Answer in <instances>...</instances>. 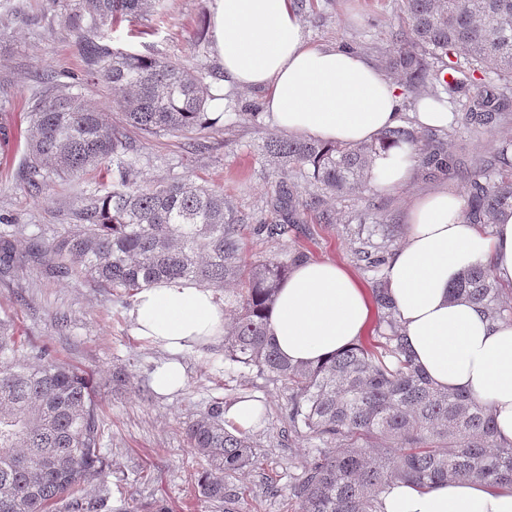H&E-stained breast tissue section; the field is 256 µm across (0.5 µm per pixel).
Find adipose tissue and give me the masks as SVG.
<instances>
[{"label": "adipose tissue", "mask_w": 512, "mask_h": 512, "mask_svg": "<svg viewBox=\"0 0 512 512\" xmlns=\"http://www.w3.org/2000/svg\"><path fill=\"white\" fill-rule=\"evenodd\" d=\"M212 37L224 82L263 93L278 130L327 143L360 144L401 126L394 82L349 49L312 46L294 0H214ZM410 151L391 147L374 173L381 187L401 186ZM408 231L387 266L389 294L416 361L438 386L471 394L493 410L498 442L512 444V321L491 319L469 300L450 297L451 283L469 266L489 264L512 286V212L483 232L461 217L447 190L418 200ZM370 315L358 281L331 260L297 265L281 283L267 314L280 354L317 364L359 340ZM135 336L170 358L151 374L154 392L181 389L180 356L224 335V306L212 290L186 281H158L133 298ZM381 512H512V486L460 479L421 490L395 484Z\"/></svg>", "instance_id": "1"}]
</instances>
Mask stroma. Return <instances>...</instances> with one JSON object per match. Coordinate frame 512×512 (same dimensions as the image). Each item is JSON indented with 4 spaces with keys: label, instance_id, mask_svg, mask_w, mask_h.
Masks as SVG:
<instances>
[{
    "label": "stroma",
    "instance_id": "35a3bbf8",
    "mask_svg": "<svg viewBox=\"0 0 512 512\" xmlns=\"http://www.w3.org/2000/svg\"><path fill=\"white\" fill-rule=\"evenodd\" d=\"M400 5L401 0H310L299 17L311 44L342 46L376 64L395 40ZM212 8L213 0H163L162 9L147 19L117 27L112 43L169 58L195 74L220 69ZM44 72L83 75L75 34L16 22L0 46V232L9 234L24 256L33 239L52 238L75 223L82 194L109 186L96 171L55 182L37 195L23 186L24 145L18 132L25 124L24 101ZM215 86L224 95V125L210 131L209 150L192 151L176 136L139 140L142 177L151 183L183 177L223 187L247 223L273 222L277 215L270 200L280 173L260 147L280 132L260 92L228 88L220 80ZM453 137L464 144L473 168L500 140L512 137V119L489 126L461 124ZM442 188L467 195L459 177L430 176L413 165L401 187L375 185L361 195L325 198L319 210L305 211L287 240L248 236V256L256 260L300 251L311 260L343 265L364 291H372L370 273L355 258L361 239L396 250L406 237L414 201ZM368 208L374 216L366 220L362 214ZM323 210L333 214V223L320 221ZM132 302L124 290L94 287L75 270L53 275L29 259L0 279V318L11 320L27 345L51 346L61 361L88 371L98 385L110 512H155L160 505L167 512H298L291 487L302 474L311 444L304 437L288 438L286 396L280 386L231 362L217 342L182 354L187 372L182 390L155 394L150 376L168 353L134 335ZM118 372L130 375V385H113ZM240 397L257 400L263 412L249 431L261 446L260 455L250 472L227 477L229 504L209 502L197 488L207 464L191 448L186 429L215 403Z\"/></svg>",
    "mask_w": 512,
    "mask_h": 512
}]
</instances>
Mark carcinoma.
I'll list each match as a JSON object with an SVG mask.
<instances>
[{"label":"carcinoma","mask_w":512,"mask_h":512,"mask_svg":"<svg viewBox=\"0 0 512 512\" xmlns=\"http://www.w3.org/2000/svg\"><path fill=\"white\" fill-rule=\"evenodd\" d=\"M162 0H50L42 22L76 34L85 62L84 77L70 82L47 72L29 102L24 138V185L41 193L47 178L66 181L88 171H112V189L85 199L78 223L50 240L35 239L29 257H52L49 273L71 265L100 288H123L135 295L157 280L187 279L204 288L236 284L233 314L224 329V355L255 369L284 390L288 434L316 441L292 485L300 512H378L391 485L430 487L457 479L512 483V445L495 438L489 405L463 392L433 384L415 363L397 311L384 287L381 247L356 250L372 273L373 296L381 310L377 340L356 343L312 365L291 364L277 351L267 327L288 264L267 258L247 262L241 241L244 218L224 199V191L176 178L141 180L138 149L105 111L88 107L84 83L103 82L119 93L112 108L143 137L186 135L204 148L206 130L224 113L208 116L212 84L171 60L112 45V28L156 12ZM27 18L15 5L0 11V36ZM400 29L382 63L401 74L414 99L442 102L468 95L467 120L484 125L506 119L512 101V0H402ZM462 54L453 70L461 77L440 81L445 58ZM490 62L496 78L478 84L475 67ZM390 144H404L433 174L464 172L465 164L437 134L427 137L398 127L367 144H326L305 137L275 138L265 156L286 167L270 205L279 220L257 224L259 235L288 238L301 214L325 195L363 193L374 180L375 157ZM512 139L482 160L470 185L464 217L493 224L512 210ZM305 179L307 197L289 174ZM12 240L0 236V269L19 266ZM501 288L489 267H468L450 285V296L483 306L504 318ZM102 422L90 375L67 366L46 347L23 353L13 325L0 320V512H100L103 495L88 501L64 500L75 486L105 480ZM190 447L209 468L198 480L210 501L228 499L225 478L255 465L259 445L244 431L224 424L217 405L188 427ZM396 448L393 454L390 449Z\"/></svg>","instance_id":"1"}]
</instances>
